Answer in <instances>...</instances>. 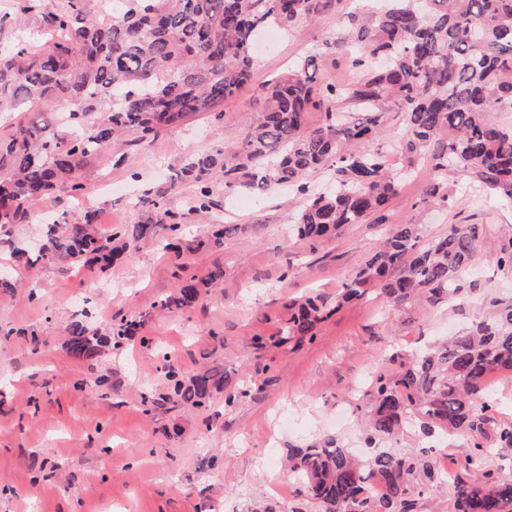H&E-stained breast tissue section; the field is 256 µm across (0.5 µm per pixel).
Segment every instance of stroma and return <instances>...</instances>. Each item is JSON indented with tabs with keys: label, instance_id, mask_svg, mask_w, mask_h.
Returning <instances> with one entry per match:
<instances>
[{
	"label": "stroma",
	"instance_id": "35a3bbf8",
	"mask_svg": "<svg viewBox=\"0 0 512 512\" xmlns=\"http://www.w3.org/2000/svg\"><path fill=\"white\" fill-rule=\"evenodd\" d=\"M66 2L44 0L42 10L23 12L17 0H0V51L21 41L33 52L46 48L54 38L46 15ZM353 7V0H339L335 10L273 44L258 43L252 78L225 102L222 122L199 113L130 148L121 165L93 161L81 172L82 195L60 188L44 208L52 219L91 212L106 236L115 225L143 218L144 193L162 191L169 208L186 216V240L204 237L218 222L240 225L223 247L176 254L130 240L103 271L16 262L13 246L40 244L45 227L0 228V272L17 283L0 290V512H318L288 475V449L360 442L359 403L376 371L395 372L413 347L488 317L490 299L512 302V272L499 266L502 250L512 247V201L490 195L468 175L449 173L453 196L438 207L424 204L426 173L417 171L383 220L347 225L315 243L288 231L302 203L296 193L220 194L209 212L194 213L195 186L170 185L172 169L186 157L235 144L262 104L266 80L321 52ZM403 222L421 225L427 239L452 224L477 225L485 245L456 298L396 309L371 294L337 306V293L360 261ZM218 266L222 285L204 286ZM191 278L203 284L199 301L180 314L161 310L160 300ZM310 292L336 305V313L313 341L276 347L289 301ZM130 319L142 321L141 338L107 347L93 360L67 353L72 322L104 334ZM145 336L150 344H142ZM255 336L267 337V348H253ZM163 349L174 351L183 376L216 366L227 386L245 388L247 397L228 407L219 390L200 408L145 409L143 395L169 392L158 360ZM396 447L410 453L432 447L454 462L468 451L462 437L416 428Z\"/></svg>",
	"mask_w": 512,
	"mask_h": 512
}]
</instances>
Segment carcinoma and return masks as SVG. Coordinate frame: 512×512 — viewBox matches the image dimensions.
<instances>
[{"mask_svg": "<svg viewBox=\"0 0 512 512\" xmlns=\"http://www.w3.org/2000/svg\"><path fill=\"white\" fill-rule=\"evenodd\" d=\"M335 0H112V15L87 18L80 0L53 13L56 37L39 54L23 45L0 55V112H28L0 136V226L31 223L41 204L61 185L83 189L80 172L94 158H106L124 137L148 143L189 116L209 113L236 96L251 78L253 44L266 29L289 32L327 13ZM347 14L326 53L362 49L354 57L357 78L343 86L317 80L320 55H308L288 74L269 80L263 106L240 141L186 158L172 181L193 184V208L214 206L218 188L262 197L287 186L305 196L294 220L297 236L317 241L348 224H362L384 211L401 179L383 156L364 149L393 112L404 120L403 150L408 166L426 163L427 200H449L448 172H462L487 191L512 201V128L492 123V112H512V0H385ZM50 99L71 103L73 123L56 113L44 116ZM346 102L342 109L338 103ZM325 121L309 127L308 114ZM327 173L328 193L311 182ZM145 218L102 237L93 215L46 225V241L30 255L18 247V261L46 264L84 262L106 269L122 248L137 241L176 236L183 214L164 197L145 194ZM242 231L219 224L208 243L220 248L224 236ZM481 245L473 224H452L448 232L421 242L419 225H391L382 245L344 284L336 306L371 292L404 308L421 300L456 296L460 275ZM190 280L160 302L178 313L199 298ZM492 315L448 340L409 354L394 374H378L366 404V444L392 441L412 426L426 434L438 428L456 433L469 448L459 472H442L434 457L372 450L362 458L350 448L310 445L288 449L290 471L319 512H419L420 498L446 486L454 512H512V477L488 468L489 457L512 453V423L498 424L490 398L477 400L488 379L512 371V303L490 301ZM276 345L313 340L333 309L314 298L292 304ZM141 321L112 328L111 336L89 332L80 321L67 328L68 352L93 359L108 342L140 333ZM172 384L165 401L205 405L224 389V405L247 395L224 386V374L205 370L183 378L163 356ZM386 492L378 497L375 483Z\"/></svg>", "mask_w": 512, "mask_h": 512, "instance_id": "carcinoma-1", "label": "carcinoma"}]
</instances>
